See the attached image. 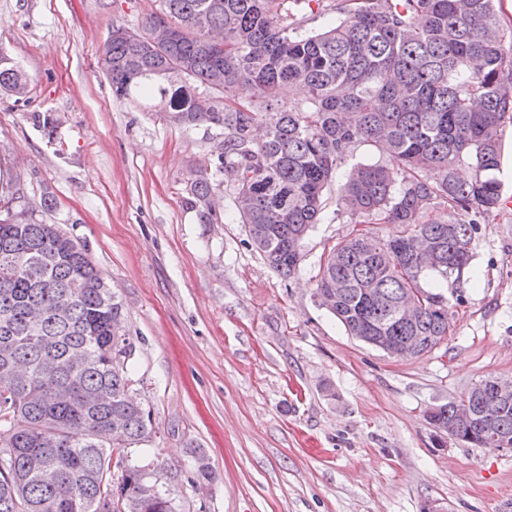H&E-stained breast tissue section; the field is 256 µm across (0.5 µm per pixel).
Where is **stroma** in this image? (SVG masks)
Returning a JSON list of instances; mask_svg holds the SVG:
<instances>
[{
	"label": "stroma",
	"instance_id": "obj_1",
	"mask_svg": "<svg viewBox=\"0 0 512 512\" xmlns=\"http://www.w3.org/2000/svg\"><path fill=\"white\" fill-rule=\"evenodd\" d=\"M155 0H0V47L30 93L0 95V197H55V223L86 244L124 305L137 399L182 512H512V450L441 441L426 411L489 376L512 378V124L503 204L478 217L473 258L449 289L452 328L420 356L349 336L316 296L324 252L359 225L327 192L293 278L275 274L223 199L197 223L182 200L218 130H185L117 100L100 57L113 25ZM49 118L51 128L36 123ZM215 477L196 480L190 451Z\"/></svg>",
	"mask_w": 512,
	"mask_h": 512
}]
</instances>
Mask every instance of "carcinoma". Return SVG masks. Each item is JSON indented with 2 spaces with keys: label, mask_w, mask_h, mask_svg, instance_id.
I'll use <instances>...</instances> for the list:
<instances>
[{
  "label": "carcinoma",
  "mask_w": 512,
  "mask_h": 512,
  "mask_svg": "<svg viewBox=\"0 0 512 512\" xmlns=\"http://www.w3.org/2000/svg\"><path fill=\"white\" fill-rule=\"evenodd\" d=\"M288 0H160L137 25H113L101 57L118 99L185 129L224 131L213 168L183 196L200 224H221L218 188L248 243L292 278L325 191L362 144L385 159L344 175L338 204L399 234H352L321 261L317 295L356 339L387 336L393 355L448 338L443 288L460 284L480 215L497 208L504 119L512 115V23L498 0H336L341 17L303 29ZM26 73L0 47V94L23 99ZM0 222V512H179L157 469L131 459L150 412L132 395L134 343L122 303L86 246L36 212ZM447 213L436 219L432 210ZM418 302L404 322L400 301ZM457 433L512 444V399L488 384ZM491 410L490 427L482 413ZM440 405L429 423L448 430ZM194 473L210 480L202 448Z\"/></svg>",
  "instance_id": "obj_1"
}]
</instances>
